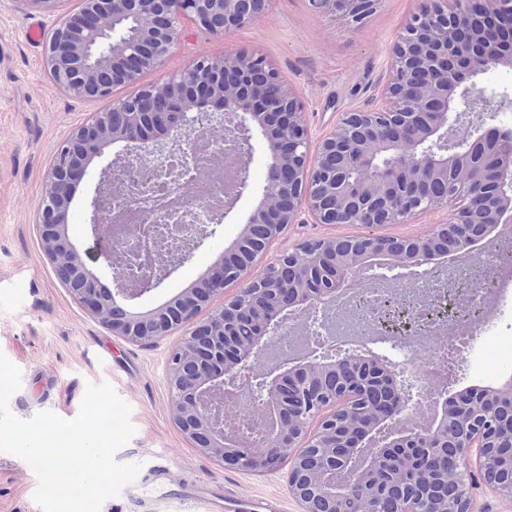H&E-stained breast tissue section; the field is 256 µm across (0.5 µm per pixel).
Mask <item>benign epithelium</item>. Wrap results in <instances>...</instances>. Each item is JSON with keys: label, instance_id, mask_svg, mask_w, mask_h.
<instances>
[{"label": "benign epithelium", "instance_id": "benign-epithelium-1", "mask_svg": "<svg viewBox=\"0 0 512 512\" xmlns=\"http://www.w3.org/2000/svg\"><path fill=\"white\" fill-rule=\"evenodd\" d=\"M270 0H81L78 11L64 17L46 43V63L53 84L84 100L112 95L134 71L120 65L140 57L139 46L149 42L146 69L159 66L180 35V24L191 19L215 36L259 19ZM322 12H340L352 18L363 14L365 0H311ZM478 5L476 0H420L392 50L391 78L380 103L370 109L342 113L337 129L312 144L298 95L287 89L279 73L255 53H228L203 57L160 86H149L136 96L112 101L76 128L58 148L48 173L38 213V227L46 254L59 280L93 313L112 335L134 343H148L187 327V336L171 352L168 383L175 425L204 455L238 470L265 472L289 461L288 488L301 512H378L366 477L380 470L386 449L419 440L444 442L455 429L459 463L448 484L447 505L428 506L404 500L399 512H469L468 486L480 478L495 495L512 499V483L500 478L502 462L494 448L512 447V429H500L495 401L512 394V385L487 387L479 400L466 399L468 389L433 388L414 395L407 360L376 353L368 345L357 353L310 351L276 362L265 351L288 332L290 325L321 305L334 303L351 273L374 259L391 269L440 266L441 258L469 254L497 242V229L512 224V156L492 154L480 168L468 165L476 142L512 145V129L487 124L495 92L472 83L492 67L512 66V49L487 37L465 49L458 31ZM105 13L134 18L130 39L95 21ZM110 44V52L96 56L94 46ZM184 104L175 126L156 106L159 91ZM214 128L236 134L237 177L232 199L250 187L248 164L253 134L263 141L266 172L262 201L250 213L234 242L224 249L205 278V287L191 288L147 313L132 312L128 302L159 288L166 277L188 262L194 250L216 236L224 211L211 213L209 223L188 224L181 241L165 252L166 273H144L127 281L116 273L117 253L101 248L104 275L89 271L70 239L68 217L78 185L92 162L110 145L122 143L100 171L110 183L112 166L136 163L168 151L159 135L192 142ZM356 154L364 165H378L365 183L350 181L336 170L335 154ZM464 170L463 177L439 196L431 194L432 178L448 169ZM456 200L452 223L435 224L425 234L397 237L368 233L353 238L355 249L340 248V236L313 237L293 250L277 255L261 273L253 270L263 256L238 260L254 226L268 228L277 239L290 224L307 213L316 224H361L380 228L402 224ZM90 231L102 237L100 215L105 201L95 190ZM333 265L336 279L307 286L285 279V270L311 264ZM113 282L110 287L107 282ZM236 285L235 294L226 288ZM219 303L204 320L203 308ZM180 316L170 320V307ZM256 321L249 341L229 336L237 319ZM363 361L376 367V381L386 389L380 403L367 406L369 418L355 423L356 406L365 403V389L357 382L327 387L326 377L352 369ZM297 392L292 405L284 403V387ZM258 401L263 415H275L273 427L260 424L256 433L224 426L226 406L239 400L237 389ZM359 456L362 466L338 482L331 449L336 445Z\"/></svg>", "mask_w": 512, "mask_h": 512}]
</instances>
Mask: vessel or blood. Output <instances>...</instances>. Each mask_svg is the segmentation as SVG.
Masks as SVG:
<instances>
[{"label": "vessel or blood", "mask_w": 512, "mask_h": 512, "mask_svg": "<svg viewBox=\"0 0 512 512\" xmlns=\"http://www.w3.org/2000/svg\"><path fill=\"white\" fill-rule=\"evenodd\" d=\"M171 469L167 463L157 462L141 468L136 480L126 485L124 495L138 512H268L264 498H244L236 494H218L197 487L184 490L172 488Z\"/></svg>", "instance_id": "1"}]
</instances>
